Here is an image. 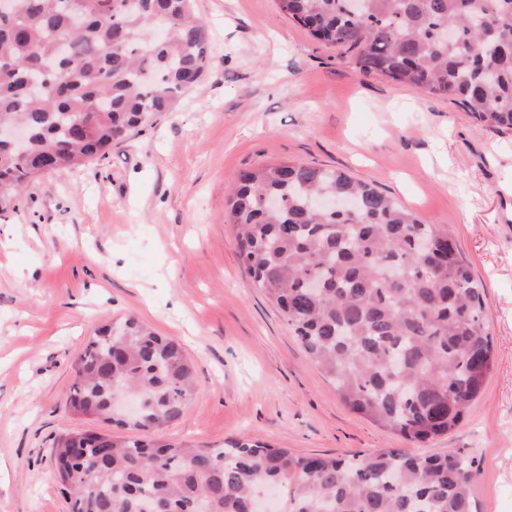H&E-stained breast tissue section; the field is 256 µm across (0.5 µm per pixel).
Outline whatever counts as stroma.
<instances>
[{
    "mask_svg": "<svg viewBox=\"0 0 512 512\" xmlns=\"http://www.w3.org/2000/svg\"><path fill=\"white\" fill-rule=\"evenodd\" d=\"M212 66L154 128L51 171L0 211V512H68L54 442L112 432L72 414V363L134 316L176 340L197 386L166 440L242 435L300 457L457 449L479 512H512V132L360 72L275 0H196ZM290 161L369 182L447 231L486 291L494 365L462 425L418 444L353 413L237 256L224 217L246 170Z\"/></svg>",
    "mask_w": 512,
    "mask_h": 512,
    "instance_id": "stroma-1",
    "label": "stroma"
}]
</instances>
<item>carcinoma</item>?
Wrapping results in <instances>:
<instances>
[{"instance_id": "obj_1", "label": "carcinoma", "mask_w": 512, "mask_h": 512, "mask_svg": "<svg viewBox=\"0 0 512 512\" xmlns=\"http://www.w3.org/2000/svg\"><path fill=\"white\" fill-rule=\"evenodd\" d=\"M356 68L462 106L479 128L512 129V0H276ZM79 15L86 32L72 29ZM453 29L448 40L445 33ZM68 52L56 53L59 39ZM210 68L195 0H12L0 15V204L35 177L106 158L171 111ZM266 197L280 205L268 209ZM355 210H315L316 198ZM239 257L317 369L354 412L406 440L454 431L494 362L485 292L448 233L371 184L314 165L247 171L228 196ZM317 280L312 291L308 281ZM66 407L133 427L177 421L195 390L191 360L134 317L101 327L72 365ZM56 479L70 512H257L256 491L295 485L291 512H476L473 465L453 448L302 458L249 437L222 448L103 434L60 438ZM29 141V132L20 125L0 126V144H5L22 153Z\"/></svg>"}]
</instances>
